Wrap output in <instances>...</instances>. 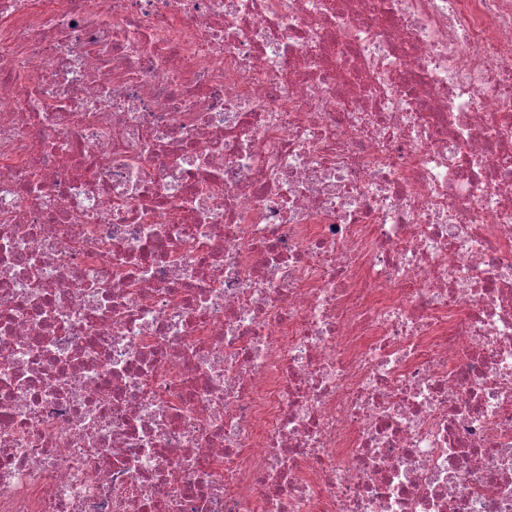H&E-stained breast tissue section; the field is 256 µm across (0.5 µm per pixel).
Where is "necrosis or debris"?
I'll return each mask as SVG.
<instances>
[{
	"label": "necrosis or debris",
	"mask_w": 512,
	"mask_h": 512,
	"mask_svg": "<svg viewBox=\"0 0 512 512\" xmlns=\"http://www.w3.org/2000/svg\"><path fill=\"white\" fill-rule=\"evenodd\" d=\"M0 512H512V0H0Z\"/></svg>",
	"instance_id": "obj_1"
}]
</instances>
